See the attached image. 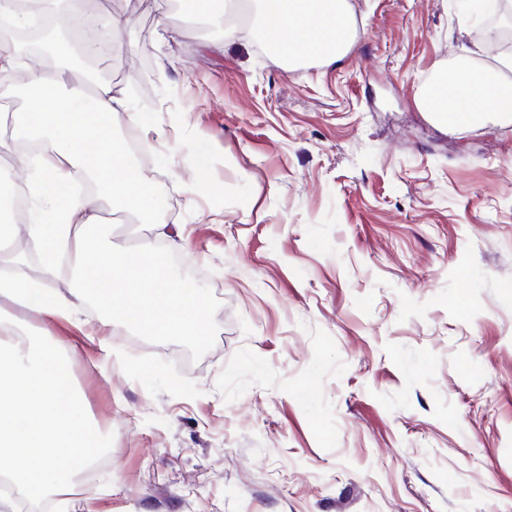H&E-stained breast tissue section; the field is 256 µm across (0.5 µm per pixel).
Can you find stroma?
Wrapping results in <instances>:
<instances>
[{
    "mask_svg": "<svg viewBox=\"0 0 512 512\" xmlns=\"http://www.w3.org/2000/svg\"><path fill=\"white\" fill-rule=\"evenodd\" d=\"M331 65L288 66L172 0H101L133 43L113 81L159 204L104 214L100 244L152 227L200 278L207 335L113 317L111 355L47 325L110 454L79 490L0 512H512V124L446 130L420 92L507 24L474 0H349ZM208 184L195 180L198 157Z\"/></svg>",
    "mask_w": 512,
    "mask_h": 512,
    "instance_id": "obj_1",
    "label": "stroma"
}]
</instances>
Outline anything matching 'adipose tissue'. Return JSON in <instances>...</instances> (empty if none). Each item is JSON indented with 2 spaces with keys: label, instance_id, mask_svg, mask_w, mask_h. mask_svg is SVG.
<instances>
[{
  "label": "adipose tissue",
  "instance_id": "adipose-tissue-1",
  "mask_svg": "<svg viewBox=\"0 0 512 512\" xmlns=\"http://www.w3.org/2000/svg\"><path fill=\"white\" fill-rule=\"evenodd\" d=\"M251 24L263 37H275V50L297 62L340 60L354 41L348 0H249ZM29 93L23 108L0 114V152L17 137L37 141L39 153L26 158L34 179L32 197L39 205L26 221L8 226L10 237H24L41 250L46 265L69 255L80 283L63 298L42 281L21 272L23 262L0 268V299L35 316L38 324L72 320L88 296L104 305L99 319L108 327L120 315L132 330L147 336L203 340L207 320L202 291L189 282L171 281L150 241L115 259L92 256V236L100 207L148 223L156 199L140 166L115 134L117 125L137 127L142 114L112 86L85 91L76 68L28 66ZM420 108L448 128L477 126L488 117L512 123V57L497 68L474 74L456 71L452 88L423 90ZM97 187L95 198L54 202L74 173ZM105 439L84 415L72 385L67 345L62 340L33 348L23 329L0 318V472L21 495L37 498L63 491L77 464L96 461Z\"/></svg>",
  "mask_w": 512,
  "mask_h": 512
}]
</instances>
